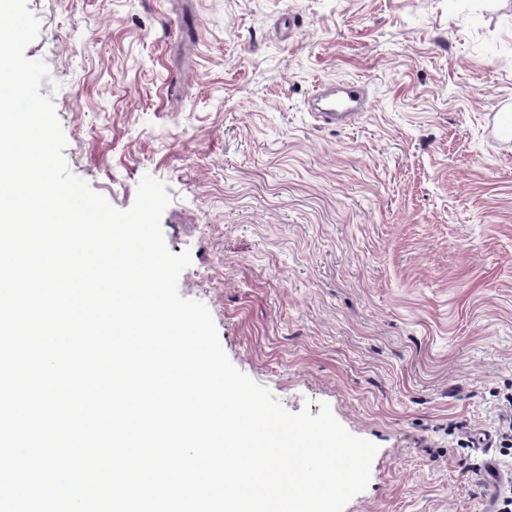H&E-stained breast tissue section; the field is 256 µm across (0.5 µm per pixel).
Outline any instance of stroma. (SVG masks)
I'll return each instance as SVG.
<instances>
[{
	"instance_id": "35a3bbf8",
	"label": "stroma",
	"mask_w": 512,
	"mask_h": 512,
	"mask_svg": "<svg viewBox=\"0 0 512 512\" xmlns=\"http://www.w3.org/2000/svg\"><path fill=\"white\" fill-rule=\"evenodd\" d=\"M70 170L171 197L182 297L286 410L377 447L344 512L512 494V0H27ZM321 83L364 86L325 125Z\"/></svg>"
}]
</instances>
